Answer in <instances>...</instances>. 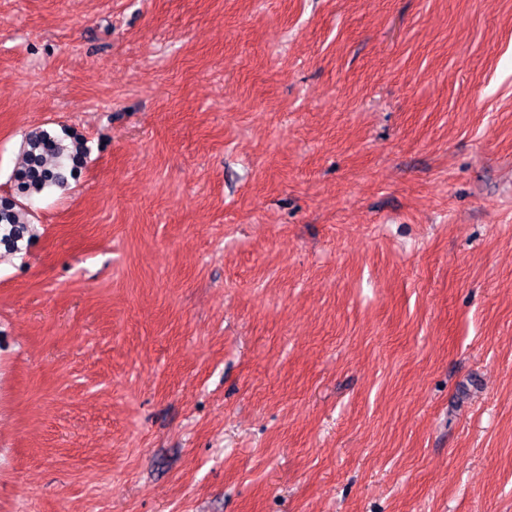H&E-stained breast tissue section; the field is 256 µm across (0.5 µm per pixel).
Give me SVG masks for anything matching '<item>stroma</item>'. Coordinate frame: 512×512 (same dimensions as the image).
Masks as SVG:
<instances>
[{
    "label": "stroma",
    "mask_w": 512,
    "mask_h": 512,
    "mask_svg": "<svg viewBox=\"0 0 512 512\" xmlns=\"http://www.w3.org/2000/svg\"><path fill=\"white\" fill-rule=\"evenodd\" d=\"M0 512H512V0H0ZM71 146L60 136L41 129L25 137L22 164L15 175L16 196L0 198V245L8 251L18 248L19 242L32 224L31 212L25 200L52 187H62L73 177L86 159L84 141L73 136ZM72 163L68 170L66 161ZM21 198V199H18Z\"/></svg>",
    "instance_id": "1"
}]
</instances>
